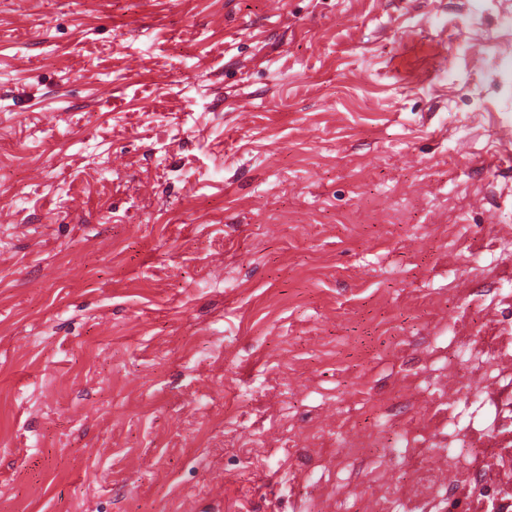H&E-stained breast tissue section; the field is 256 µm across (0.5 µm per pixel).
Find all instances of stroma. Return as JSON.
Instances as JSON below:
<instances>
[{"label": "stroma", "instance_id": "stroma-1", "mask_svg": "<svg viewBox=\"0 0 512 512\" xmlns=\"http://www.w3.org/2000/svg\"><path fill=\"white\" fill-rule=\"evenodd\" d=\"M0 512H512V0H0Z\"/></svg>", "mask_w": 512, "mask_h": 512}]
</instances>
